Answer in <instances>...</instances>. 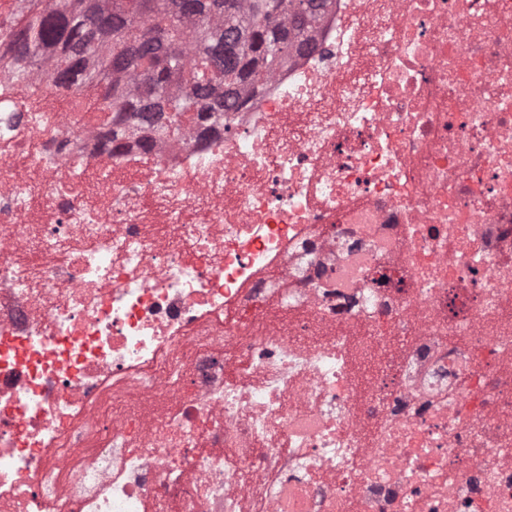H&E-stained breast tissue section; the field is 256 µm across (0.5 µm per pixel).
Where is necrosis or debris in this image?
Returning <instances> with one entry per match:
<instances>
[{"label": "necrosis or debris", "mask_w": 512, "mask_h": 512, "mask_svg": "<svg viewBox=\"0 0 512 512\" xmlns=\"http://www.w3.org/2000/svg\"><path fill=\"white\" fill-rule=\"evenodd\" d=\"M118 153L0 18V512H512V0H331Z\"/></svg>", "instance_id": "1"}]
</instances>
